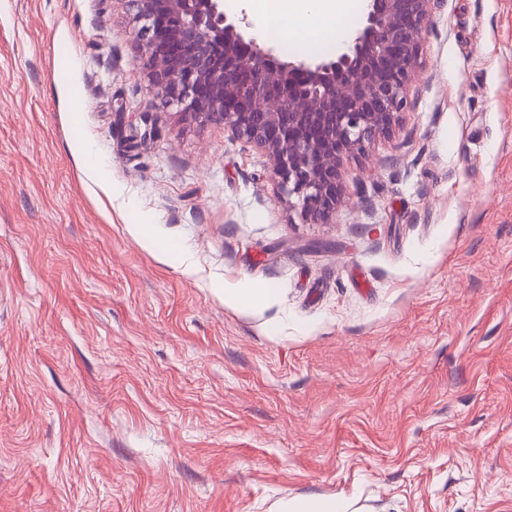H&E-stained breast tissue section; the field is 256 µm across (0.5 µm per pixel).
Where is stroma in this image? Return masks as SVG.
<instances>
[{"instance_id": "35a3bbf8", "label": "stroma", "mask_w": 512, "mask_h": 512, "mask_svg": "<svg viewBox=\"0 0 512 512\" xmlns=\"http://www.w3.org/2000/svg\"><path fill=\"white\" fill-rule=\"evenodd\" d=\"M131 31L0 0V512H512V0H445L330 224L160 109ZM224 303L235 308L261 304L270 293L269 288H224ZM276 512H347L349 504L333 496L293 498L279 503Z\"/></svg>"}]
</instances>
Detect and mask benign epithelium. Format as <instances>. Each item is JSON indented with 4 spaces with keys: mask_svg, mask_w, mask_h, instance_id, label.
I'll return each mask as SVG.
<instances>
[{
    "mask_svg": "<svg viewBox=\"0 0 512 512\" xmlns=\"http://www.w3.org/2000/svg\"><path fill=\"white\" fill-rule=\"evenodd\" d=\"M149 89L201 125H222L272 160L304 222L336 215L346 161L389 134L408 104L442 0H366L364 22L329 60L281 59L245 36L223 0H128Z\"/></svg>",
    "mask_w": 512,
    "mask_h": 512,
    "instance_id": "benign-epithelium-1",
    "label": "benign epithelium"
}]
</instances>
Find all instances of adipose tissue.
Instances as JSON below:
<instances>
[{
    "instance_id": "ef3b65f1",
    "label": "adipose tissue",
    "mask_w": 512,
    "mask_h": 512,
    "mask_svg": "<svg viewBox=\"0 0 512 512\" xmlns=\"http://www.w3.org/2000/svg\"><path fill=\"white\" fill-rule=\"evenodd\" d=\"M247 18L269 42L290 44L305 53L319 42L340 43L346 18L357 0H239Z\"/></svg>"
}]
</instances>
